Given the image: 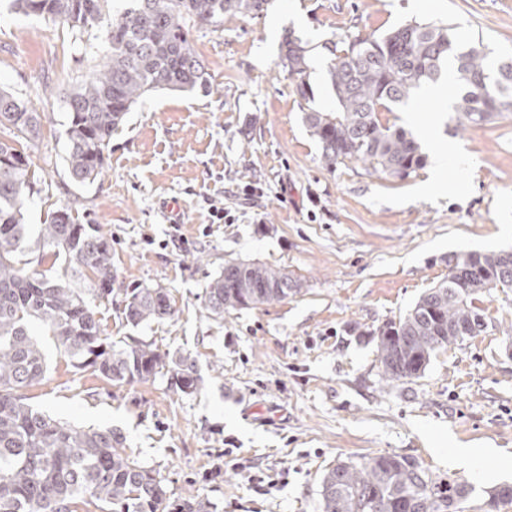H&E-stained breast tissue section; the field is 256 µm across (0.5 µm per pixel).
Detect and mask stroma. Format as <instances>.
<instances>
[{"instance_id": "obj_1", "label": "stroma", "mask_w": 512, "mask_h": 512, "mask_svg": "<svg viewBox=\"0 0 512 512\" xmlns=\"http://www.w3.org/2000/svg\"><path fill=\"white\" fill-rule=\"evenodd\" d=\"M415 20L455 24L490 59L512 56V0H271L258 17H225L223 31H193L209 92L140 100L112 134L102 178L80 186L63 160L61 98L98 63L100 34L0 10V87L52 116L29 151L38 193L27 223L65 207L111 233L117 291L99 306L108 332L191 356L200 377L190 395L164 377L114 386L75 372L48 338L32 404L74 427L119 430L171 498L207 499L216 512H322V476L347 458L399 454L448 477L437 437L483 449L462 477L474 487L466 512H488L485 489L512 484L499 475L512 459V289L478 300L486 333L409 382L384 377L376 331L443 281L453 254L512 249V112L461 128L420 95L381 113L424 155L449 148L428 193L425 166L400 179L322 163L281 65L285 36L307 42L312 106L335 110L326 43ZM215 207L229 221L214 222ZM228 260L278 266L300 291L213 319L205 289ZM137 286L167 289L174 315L128 325L123 291Z\"/></svg>"}]
</instances>
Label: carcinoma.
Returning a JSON list of instances; mask_svg holds the SVG:
<instances>
[{
	"label": "carcinoma",
	"mask_w": 512,
	"mask_h": 512,
	"mask_svg": "<svg viewBox=\"0 0 512 512\" xmlns=\"http://www.w3.org/2000/svg\"><path fill=\"white\" fill-rule=\"evenodd\" d=\"M9 0L12 10L58 22L74 34L103 32L108 45L100 66L65 93L69 114L65 163L80 185L96 181L105 167L112 132L144 96L159 90H207L209 74L193 48L197 28L224 30V16L263 13L269 0ZM328 70L336 110L312 107L303 120L329 166L345 161L375 174L404 178L423 156L413 134L382 123L379 113L407 104L426 84L452 67L456 95L452 111L460 126L492 121L512 111V60L488 63L482 40L462 42L454 25L411 22L359 45L334 42ZM282 67L305 103L314 99L309 82L311 49L286 38ZM47 112L0 88V512H213L194 497L170 500L159 474L125 451L110 427L68 425L29 402L28 389L46 379L39 327L63 350L71 366L112 384L146 383L168 376L170 388L198 390L193 359L160 353L153 344H120L105 333L97 303L112 297V236L98 224H75L68 209L46 224H27L24 212L34 194L28 144L40 137ZM63 261L51 276L31 266ZM512 288V258L500 252H460L448 258V279L430 288L397 321L379 329L378 360L392 382L420 377L441 350L488 329L477 296L496 286ZM298 284L269 264L228 263L206 288V309L215 317L278 304ZM163 288L126 290L123 319L146 325L172 314ZM473 486L458 477L430 476L416 460L387 454L347 459L321 481L322 512H463Z\"/></svg>",
	"instance_id": "obj_1"
}]
</instances>
